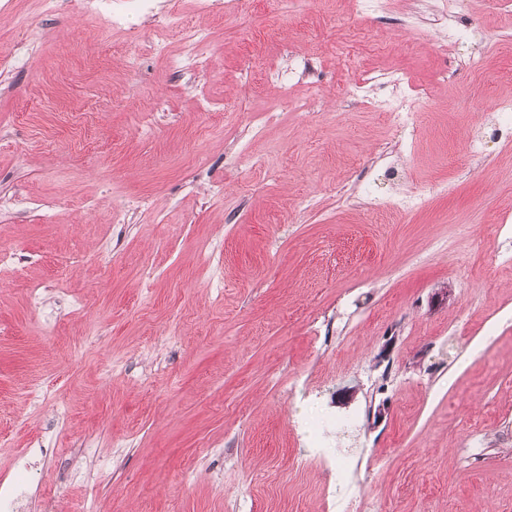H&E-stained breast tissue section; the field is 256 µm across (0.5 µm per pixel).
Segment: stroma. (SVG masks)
<instances>
[{"mask_svg":"<svg viewBox=\"0 0 512 512\" xmlns=\"http://www.w3.org/2000/svg\"><path fill=\"white\" fill-rule=\"evenodd\" d=\"M196 2L109 36L73 0H0V473L46 447L35 512H329L341 491L353 512H512V240L486 231L512 150L465 148L512 102V41H489L512 12L476 0L446 49L435 0H399L414 39L346 0ZM190 26L207 64L172 73ZM288 47L321 58L322 90L292 85L250 137ZM366 70L404 75L417 139L343 97ZM365 170L380 195L454 190L368 224L335 192ZM315 416L336 422L323 450Z\"/></svg>","mask_w":512,"mask_h":512,"instance_id":"stroma-1","label":"stroma"}]
</instances>
